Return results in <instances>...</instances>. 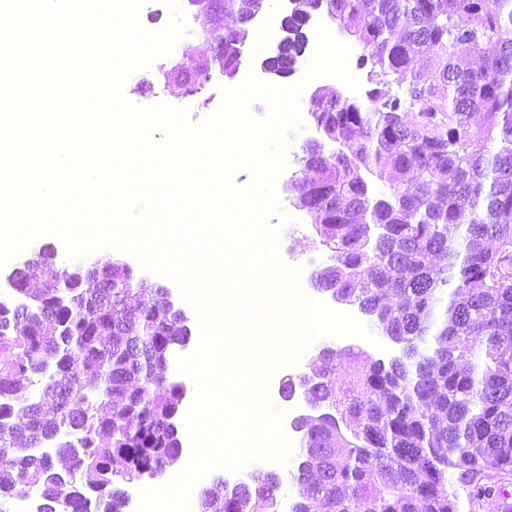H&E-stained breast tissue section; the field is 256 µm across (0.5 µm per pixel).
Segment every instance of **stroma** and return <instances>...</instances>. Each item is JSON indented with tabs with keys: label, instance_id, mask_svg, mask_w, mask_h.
<instances>
[{
	"label": "stroma",
	"instance_id": "35a3bbf8",
	"mask_svg": "<svg viewBox=\"0 0 512 512\" xmlns=\"http://www.w3.org/2000/svg\"><path fill=\"white\" fill-rule=\"evenodd\" d=\"M183 20L187 33L179 38L173 51L167 55L154 57L152 63L135 70L125 79L122 94L130 104L137 107L166 104L175 108H184L188 111L189 123L196 126L219 108L223 89L238 86L247 76H255L262 82L276 86L294 85L304 76V65L300 62L296 63L292 72L285 77L264 71L262 67L264 59L273 56L276 50L275 42L271 41L259 53L250 48L246 49L234 77L229 78L218 73L200 93L190 96L176 94L173 88L167 86L163 76L159 74V67L164 64L174 65L186 54L201 56L209 52V44L199 23L195 21L191 9H184ZM321 26L351 49L349 69L360 82V88L354 92L353 97L360 102L366 101L367 94L374 87L375 82L372 78L371 64L360 60L361 44L355 37L341 30L336 21L323 13L313 14L305 25L304 32L307 37H314L318 27ZM315 135L314 128L307 120L303 121L299 131L289 134V144L285 152V168L276 179V194L291 220L284 224L281 223L278 216L272 215L268 218L269 227L277 233V250L280 260L288 266L301 267L309 271L325 264L327 255L325 252L317 250L313 244L314 230L311 216L306 211L293 207L291 203L293 193L288 189V182L298 168L297 159L301 153L302 144ZM101 254L107 260L127 264L131 270L132 282L136 287L149 292L161 286L170 289L175 303H178L189 319L192 335L186 350L195 351L200 340L201 329L196 320L195 308L183 299L177 282L168 276L147 269L140 259L131 252L106 247L102 249ZM183 351L174 350L166 376L168 382L182 384L184 388L183 399L179 404L176 416L179 436L184 439L188 436L186 416L195 401L197 384L193 377L179 367V359Z\"/></svg>",
	"mask_w": 512,
	"mask_h": 512
}]
</instances>
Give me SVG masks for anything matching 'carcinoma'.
<instances>
[{
  "instance_id": "cac0c4a2",
  "label": "carcinoma",
  "mask_w": 512,
  "mask_h": 512,
  "mask_svg": "<svg viewBox=\"0 0 512 512\" xmlns=\"http://www.w3.org/2000/svg\"><path fill=\"white\" fill-rule=\"evenodd\" d=\"M206 2L202 31L224 57L186 56L169 76L185 95L205 88L214 62L224 73L240 65L248 32L229 13L241 23L263 10L262 0ZM317 10L358 38L377 80L363 105L323 89L310 102L325 150L310 161L304 146L299 193L329 252L312 281L401 355L386 364L327 342L311 373L283 383L318 410L294 423L306 447L287 474L291 512H459L448 471L475 503L501 494L486 471L512 475V0H295L290 34L266 59L273 73L291 72L306 45L299 21ZM367 174L389 193L372 196ZM127 278L112 271L107 303L87 311L86 289L59 308L44 288L52 334L18 318L24 298L0 300V454L13 466L0 497L37 492V512H123L115 457L130 478H158L178 458L182 391L165 371L188 326L161 290ZM89 380L103 386L96 399ZM281 486L277 474L254 489L219 479L201 512H253L255 499L276 512Z\"/></svg>"
}]
</instances>
